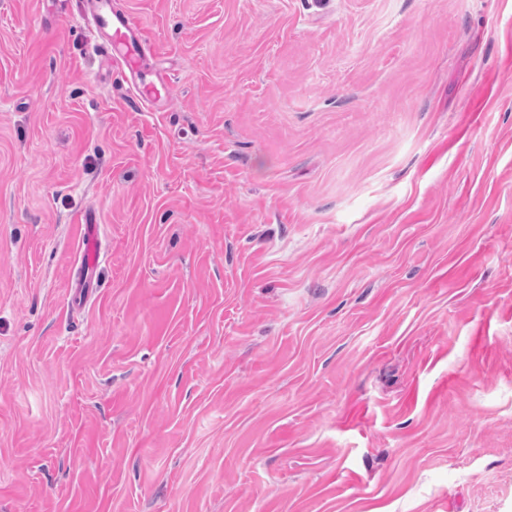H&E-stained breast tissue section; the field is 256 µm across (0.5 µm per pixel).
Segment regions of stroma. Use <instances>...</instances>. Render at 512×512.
<instances>
[{"label": "stroma", "mask_w": 512, "mask_h": 512, "mask_svg": "<svg viewBox=\"0 0 512 512\" xmlns=\"http://www.w3.org/2000/svg\"><path fill=\"white\" fill-rule=\"evenodd\" d=\"M121 2L0 0V512H512V0ZM85 18L95 38V49L110 63L121 65L130 75L136 74L144 61V46L139 39L138 22L112 0H86ZM123 49L119 58L112 50ZM76 224L84 225V233L82 238V262L80 268L87 271L100 262V239L97 230V224L88 212L80 213L76 218Z\"/></svg>", "instance_id": "35a3bbf8"}]
</instances>
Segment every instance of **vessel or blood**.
I'll return each instance as SVG.
<instances>
[{
  "mask_svg": "<svg viewBox=\"0 0 512 512\" xmlns=\"http://www.w3.org/2000/svg\"><path fill=\"white\" fill-rule=\"evenodd\" d=\"M85 16L95 38V49L104 58H117L128 73H137L145 58L139 39L140 26L126 10L113 0H86ZM77 223L83 224L82 268L96 266L101 257L97 226L90 213H80Z\"/></svg>",
  "mask_w": 512,
  "mask_h": 512,
  "instance_id": "1",
  "label": "vessel or blood"
}]
</instances>
